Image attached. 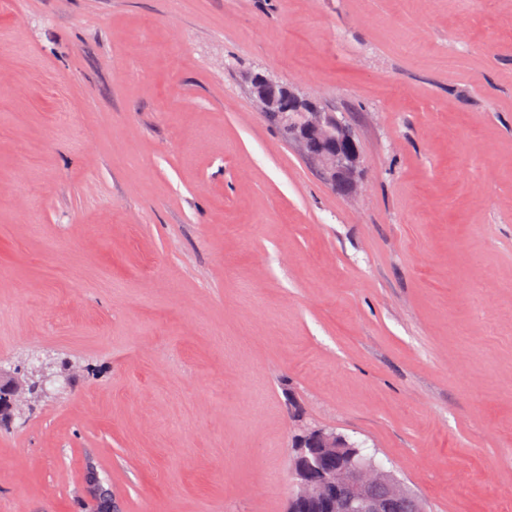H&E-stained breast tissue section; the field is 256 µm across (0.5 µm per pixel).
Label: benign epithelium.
<instances>
[{
    "label": "benign epithelium",
    "mask_w": 512,
    "mask_h": 512,
    "mask_svg": "<svg viewBox=\"0 0 512 512\" xmlns=\"http://www.w3.org/2000/svg\"><path fill=\"white\" fill-rule=\"evenodd\" d=\"M258 83L253 93L265 113L278 104L275 92L283 93L287 101L283 119L294 126L293 140L318 165L324 180L335 190L357 189L359 150L349 127L335 113L320 109L267 75H258ZM0 391L4 393L0 415L6 418L29 401L22 383L2 375ZM340 448V436L326 429H312L297 439L296 491L289 512H297L308 501H321L330 512H425L401 482L376 461L337 462Z\"/></svg>",
    "instance_id": "1"
}]
</instances>
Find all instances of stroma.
<instances>
[{
    "label": "stroma",
    "instance_id": "stroma-1",
    "mask_svg": "<svg viewBox=\"0 0 512 512\" xmlns=\"http://www.w3.org/2000/svg\"><path fill=\"white\" fill-rule=\"evenodd\" d=\"M337 111L328 187L250 93ZM0 512H287L335 430L426 512H512V0L0 11ZM0 390L4 393V401L0 404V415L6 418H10L13 412L27 403L30 398L21 382L2 376L1 372Z\"/></svg>",
    "mask_w": 512,
    "mask_h": 512
}]
</instances>
